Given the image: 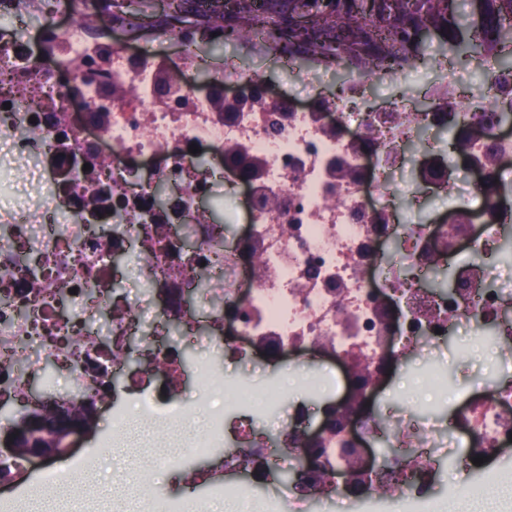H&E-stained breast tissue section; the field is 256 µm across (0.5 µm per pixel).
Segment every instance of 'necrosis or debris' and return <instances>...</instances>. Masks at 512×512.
<instances>
[{
	"mask_svg": "<svg viewBox=\"0 0 512 512\" xmlns=\"http://www.w3.org/2000/svg\"><path fill=\"white\" fill-rule=\"evenodd\" d=\"M82 9L0 0V400L26 397L29 373L50 364L68 383L59 401L77 387L99 408L125 374L143 395L140 421L165 434L157 464L169 448L185 465L221 447L225 467L251 472L248 489L206 479L208 499L439 512L437 486L466 476L459 451L473 435L491 455L512 446V71H495L487 94L461 81L450 52L430 50L440 79L431 110L416 112L368 98L378 72L359 59L314 111L232 64L197 83L208 63L177 28L152 24L178 46L170 57L130 22L87 29ZM455 138L465 154L449 149ZM463 187L462 223L412 222L397 207ZM220 190L241 201L243 230L201 207ZM459 335L490 352L494 395L449 381ZM187 345L204 352L188 402ZM259 346L415 362L425 399L366 389L365 416L324 438L333 453L366 450L364 496L337 459L278 481L318 420L288 404L279 379L215 371L219 358L254 365ZM136 493L147 512H186L155 466Z\"/></svg>",
	"mask_w": 512,
	"mask_h": 512,
	"instance_id": "4bbe7bcc",
	"label": "necrosis or debris"
}]
</instances>
